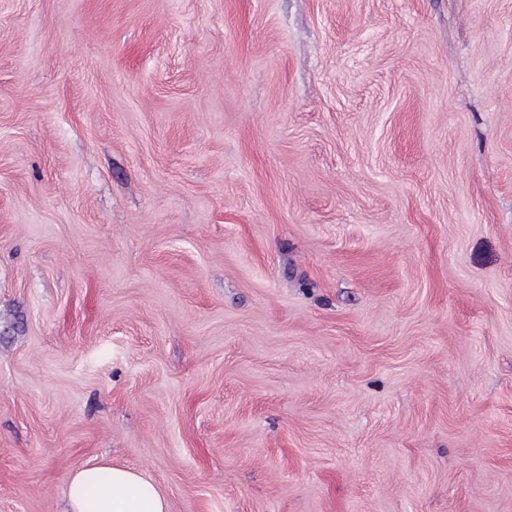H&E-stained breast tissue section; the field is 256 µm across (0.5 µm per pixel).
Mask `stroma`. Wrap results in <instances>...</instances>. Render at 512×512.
<instances>
[{
	"mask_svg": "<svg viewBox=\"0 0 512 512\" xmlns=\"http://www.w3.org/2000/svg\"><path fill=\"white\" fill-rule=\"evenodd\" d=\"M512 512V0H0V512ZM102 472L111 482L100 490L92 488ZM65 512H169L166 495L144 472L112 461L74 471L67 480Z\"/></svg>",
	"mask_w": 512,
	"mask_h": 512,
	"instance_id": "35a3bbf8",
	"label": "stroma"
}]
</instances>
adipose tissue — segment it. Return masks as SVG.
I'll return each mask as SVG.
<instances>
[{
    "label": "adipose tissue",
    "mask_w": 512,
    "mask_h": 512,
    "mask_svg": "<svg viewBox=\"0 0 512 512\" xmlns=\"http://www.w3.org/2000/svg\"><path fill=\"white\" fill-rule=\"evenodd\" d=\"M104 472L110 484L89 498L88 489ZM66 497L68 512H169L166 495L151 477L107 460L74 471L67 480Z\"/></svg>",
    "instance_id": "adipose-tissue-1"
}]
</instances>
